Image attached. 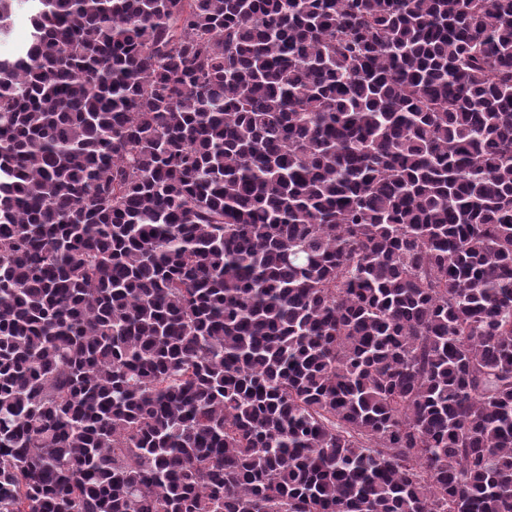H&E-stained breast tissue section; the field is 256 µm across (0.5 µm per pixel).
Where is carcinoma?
<instances>
[{
	"label": "carcinoma",
	"mask_w": 512,
	"mask_h": 512,
	"mask_svg": "<svg viewBox=\"0 0 512 512\" xmlns=\"http://www.w3.org/2000/svg\"><path fill=\"white\" fill-rule=\"evenodd\" d=\"M0 512H512V0H0Z\"/></svg>",
	"instance_id": "cac0c4a2"
}]
</instances>
